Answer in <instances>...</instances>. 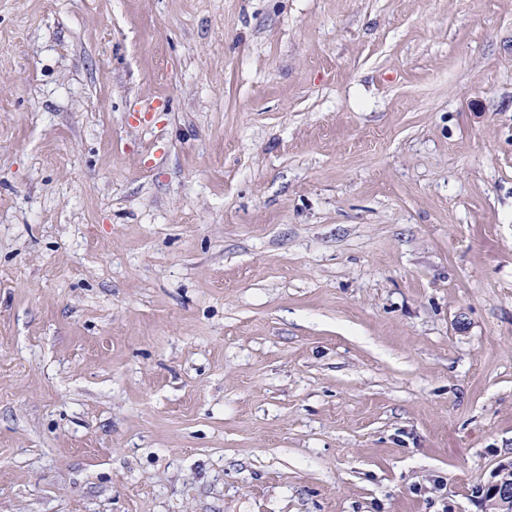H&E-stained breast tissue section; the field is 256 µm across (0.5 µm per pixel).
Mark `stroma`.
I'll return each mask as SVG.
<instances>
[{
    "mask_svg": "<svg viewBox=\"0 0 512 512\" xmlns=\"http://www.w3.org/2000/svg\"><path fill=\"white\" fill-rule=\"evenodd\" d=\"M509 462L512 0H0V512Z\"/></svg>",
    "mask_w": 512,
    "mask_h": 512,
    "instance_id": "obj_1",
    "label": "stroma"
}]
</instances>
